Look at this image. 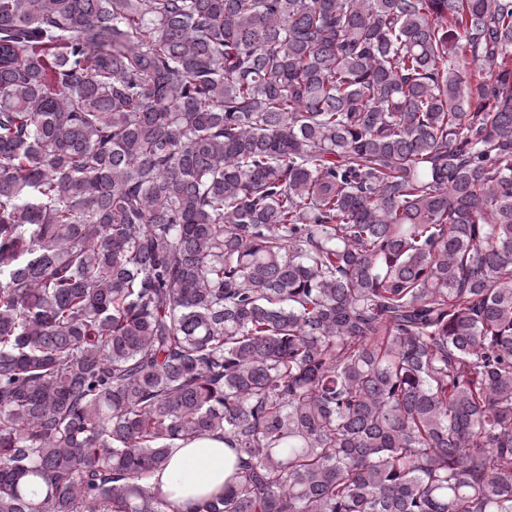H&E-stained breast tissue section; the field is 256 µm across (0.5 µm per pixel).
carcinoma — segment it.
Instances as JSON below:
<instances>
[{"label": "carcinoma", "mask_w": 512, "mask_h": 512, "mask_svg": "<svg viewBox=\"0 0 512 512\" xmlns=\"http://www.w3.org/2000/svg\"><path fill=\"white\" fill-rule=\"evenodd\" d=\"M512 512V0H0V512ZM235 464V454L223 439L206 436L172 448L167 466L150 483L178 512H195L204 500L221 493Z\"/></svg>", "instance_id": "cac0c4a2"}]
</instances>
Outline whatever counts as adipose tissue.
<instances>
[{"mask_svg":"<svg viewBox=\"0 0 512 512\" xmlns=\"http://www.w3.org/2000/svg\"><path fill=\"white\" fill-rule=\"evenodd\" d=\"M236 464L223 439L206 436L179 444L167 466L150 479L178 512H197L204 500L221 493Z\"/></svg>","mask_w":512,"mask_h":512,"instance_id":"adipose-tissue-1","label":"adipose tissue"}]
</instances>
